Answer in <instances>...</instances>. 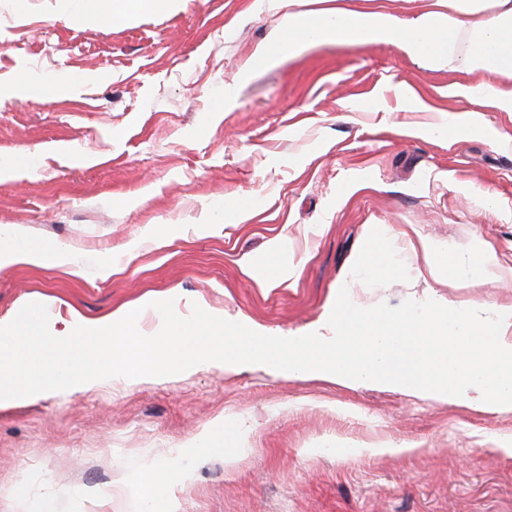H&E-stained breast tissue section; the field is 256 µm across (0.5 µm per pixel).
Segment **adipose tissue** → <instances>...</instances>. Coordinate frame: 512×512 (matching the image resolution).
I'll return each instance as SVG.
<instances>
[{"instance_id": "obj_1", "label": "adipose tissue", "mask_w": 512, "mask_h": 512, "mask_svg": "<svg viewBox=\"0 0 512 512\" xmlns=\"http://www.w3.org/2000/svg\"><path fill=\"white\" fill-rule=\"evenodd\" d=\"M171 0H81L82 11L110 23L140 13H160ZM447 11H434L406 21L382 12L359 13L336 8L288 14L278 37L293 51L317 41H342L358 45L379 40L399 46L413 56L447 57L454 69L481 68L512 77V0H447ZM477 37L467 53L454 52L462 31ZM193 475L176 464L148 465L140 474L139 496L164 504L173 512L177 497Z\"/></svg>"}]
</instances>
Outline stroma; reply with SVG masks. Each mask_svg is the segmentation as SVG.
<instances>
[{
    "instance_id": "35a3bbf8",
    "label": "stroma",
    "mask_w": 512,
    "mask_h": 512,
    "mask_svg": "<svg viewBox=\"0 0 512 512\" xmlns=\"http://www.w3.org/2000/svg\"><path fill=\"white\" fill-rule=\"evenodd\" d=\"M327 4L405 20L435 8L300 6ZM78 5L0 0V230L77 259L0 268V320L35 296L62 332L171 293L181 315L202 304L292 338L327 333L344 286L361 307L431 298L512 312V112L474 116L469 101L496 77L378 41L255 65L295 0H174L112 23ZM46 79L54 96L35 89ZM450 122L459 134L437 136ZM380 232L400 275L358 265ZM422 238L492 252L502 281L407 273ZM280 239L295 275L268 288L245 265ZM106 256L119 269L104 279ZM238 417L250 428L221 451L178 455ZM175 456L194 475L177 512H512V409L216 368L0 407V512H37L47 496L57 512H162L113 488ZM88 485L110 493L106 507Z\"/></svg>"
}]
</instances>
